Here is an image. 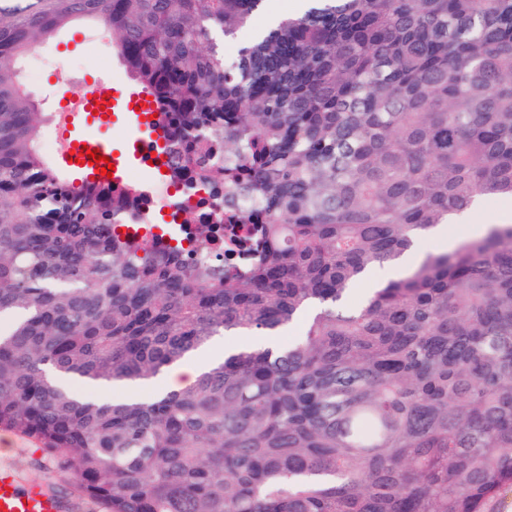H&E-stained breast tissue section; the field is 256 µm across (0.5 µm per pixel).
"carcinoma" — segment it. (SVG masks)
<instances>
[{
    "instance_id": "carcinoma-1",
    "label": "carcinoma",
    "mask_w": 512,
    "mask_h": 512,
    "mask_svg": "<svg viewBox=\"0 0 512 512\" xmlns=\"http://www.w3.org/2000/svg\"><path fill=\"white\" fill-rule=\"evenodd\" d=\"M0 0V428L107 512H496L512 494V222L355 287L512 197V0ZM105 28L152 98L174 183L256 225L243 274L128 242L139 188L80 185L24 60ZM303 322L302 336H276ZM239 344L151 386L216 336ZM296 2H293L292 0H269L266 3V8L263 12H261L257 17L255 18V21L253 23V26L248 29H244L241 32L238 33L236 38L233 41L225 42L224 43V55L228 59L235 58L238 48L240 45L248 40L253 31L257 28H262L265 25L269 23L268 20V14L273 12L276 13V15L284 14V13H292L294 9V5ZM243 31H247L248 35L245 37V35L241 36V33ZM199 353L190 360L175 365L162 378L168 390H178L196 380L206 364L210 361L205 359L202 353Z\"/></svg>"
}]
</instances>
